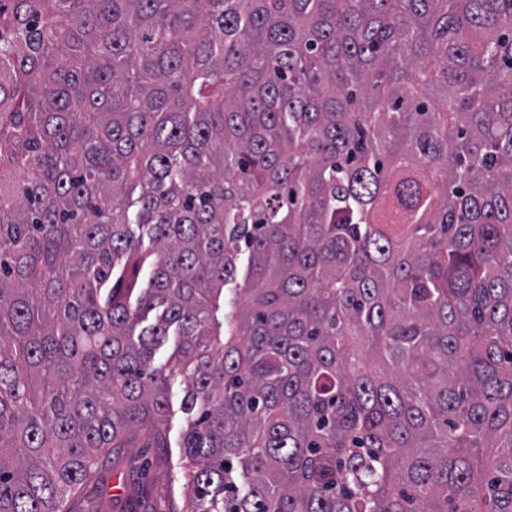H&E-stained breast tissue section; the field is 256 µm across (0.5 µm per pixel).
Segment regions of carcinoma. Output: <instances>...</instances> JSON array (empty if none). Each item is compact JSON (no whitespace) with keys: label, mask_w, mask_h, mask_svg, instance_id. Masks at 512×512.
I'll return each instance as SVG.
<instances>
[{"label":"carcinoma","mask_w":512,"mask_h":512,"mask_svg":"<svg viewBox=\"0 0 512 512\" xmlns=\"http://www.w3.org/2000/svg\"><path fill=\"white\" fill-rule=\"evenodd\" d=\"M180 376L185 512H512V0H0V512Z\"/></svg>","instance_id":"obj_1"}]
</instances>
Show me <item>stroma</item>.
I'll list each match as a JSON object with an SVG mask.
<instances>
[{"mask_svg":"<svg viewBox=\"0 0 512 512\" xmlns=\"http://www.w3.org/2000/svg\"><path fill=\"white\" fill-rule=\"evenodd\" d=\"M184 387L180 377L171 388L168 447L125 448L105 456L94 477L72 496L75 512H183L185 469L179 443L188 417L179 405Z\"/></svg>","mask_w":512,"mask_h":512,"instance_id":"obj_1","label":"stroma"}]
</instances>
